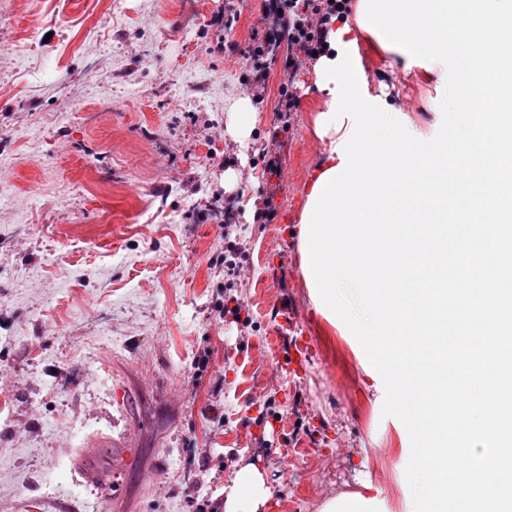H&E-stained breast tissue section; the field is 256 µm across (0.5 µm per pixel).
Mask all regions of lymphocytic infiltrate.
Here are the masks:
<instances>
[{"label": "lymphocytic infiltrate", "mask_w": 512, "mask_h": 512, "mask_svg": "<svg viewBox=\"0 0 512 512\" xmlns=\"http://www.w3.org/2000/svg\"><path fill=\"white\" fill-rule=\"evenodd\" d=\"M350 0H263L261 27L246 50L218 38L216 48L225 56L243 55L246 65L239 83L256 102H263L271 60H278L285 77L279 88L277 112L289 123L299 108L295 79L315 54L324 52L334 17L345 13Z\"/></svg>", "instance_id": "f902f5d3"}]
</instances>
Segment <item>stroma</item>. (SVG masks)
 I'll use <instances>...</instances> for the list:
<instances>
[{"mask_svg": "<svg viewBox=\"0 0 512 512\" xmlns=\"http://www.w3.org/2000/svg\"><path fill=\"white\" fill-rule=\"evenodd\" d=\"M261 8L0 0V512H193L192 498L222 502L247 462L267 477V512H321L352 492L408 512L400 422L301 269L326 147L312 69L289 125L275 66L249 136L235 134L242 61L215 52L207 23L236 11L227 37L245 46ZM355 40L370 93L416 127L440 123L445 73ZM274 146L277 175L263 159ZM266 206L275 220L254 223ZM216 252L238 273L211 267ZM98 442L97 468L113 445L126 453L113 504L73 471Z\"/></svg>", "mask_w": 512, "mask_h": 512, "instance_id": "stroma-1", "label": "stroma"}]
</instances>
